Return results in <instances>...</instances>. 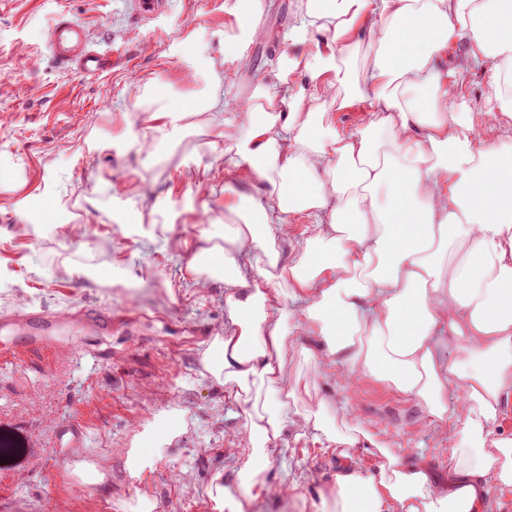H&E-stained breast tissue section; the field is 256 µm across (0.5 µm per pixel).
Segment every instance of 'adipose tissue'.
Masks as SVG:
<instances>
[{"mask_svg":"<svg viewBox=\"0 0 512 512\" xmlns=\"http://www.w3.org/2000/svg\"><path fill=\"white\" fill-rule=\"evenodd\" d=\"M302 54L281 55L274 89L229 112L236 54L196 64L210 92L189 106L162 105L159 140L194 112L219 130L240 123L233 165L254 182L224 242L200 237L189 269L224 285V330L203 354L230 399L288 384L283 301L318 335L317 367L376 376L451 419L445 394L461 380L465 416L452 468L459 480L434 493L428 474L389 459L378 476L337 469L335 512H482L491 488H512V438L491 430L512 397V154L479 147L471 112L442 61L450 47L493 89L487 109L512 120V0H302L288 33ZM372 105L354 132L327 119L349 102ZM309 103L307 114L298 107ZM307 220V236L288 226ZM262 252L266 267L253 261ZM459 340L461 360L445 356ZM294 419L286 402L263 403L243 431L246 490L266 491L269 445ZM182 413L155 416L128 448L131 477L179 436Z\"/></svg>","mask_w":512,"mask_h":512,"instance_id":"1","label":"adipose tissue"}]
</instances>
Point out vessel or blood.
Masks as SVG:
<instances>
[{
	"mask_svg": "<svg viewBox=\"0 0 512 512\" xmlns=\"http://www.w3.org/2000/svg\"><path fill=\"white\" fill-rule=\"evenodd\" d=\"M144 22H152L170 10V0H132ZM46 46L55 64L68 72L94 78L111 69L110 49L93 43L87 27L68 15H58L46 33ZM24 327L21 346L25 349H48L59 346L65 337L82 336L87 332L103 335L112 329V314L99 311L59 321L38 311L22 314Z\"/></svg>",
	"mask_w": 512,
	"mask_h": 512,
	"instance_id": "vessel-or-blood-1",
	"label": "vessel or blood"
}]
</instances>
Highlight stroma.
<instances>
[{
    "instance_id": "35a3bbf8",
    "label": "stroma",
    "mask_w": 512,
    "mask_h": 512,
    "mask_svg": "<svg viewBox=\"0 0 512 512\" xmlns=\"http://www.w3.org/2000/svg\"><path fill=\"white\" fill-rule=\"evenodd\" d=\"M238 0H171V11L143 23L124 0H0V316L31 310L50 315L88 309L124 314L125 325L101 337L93 359L82 336L55 351L31 350L0 362V438L14 454L0 455V512H131L149 498L153 512H214L209 497L223 485L243 512H323L336 489L332 475L347 456L375 475L384 462L378 445L402 466L425 468L435 488L448 491L455 477L451 456L458 436L451 423L431 418L416 400L376 377L346 380L321 374L305 351L307 334L296 308L288 310V405L298 412L324 409L343 430H364L355 444L320 445L303 424L273 441L265 472L274 486L300 482L288 495L247 497L239 470L247 459L239 432L250 404L227 400L205 370L204 351L224 327L220 281L196 286L184 241L222 232L228 209L246 180L223 191L229 140L218 137L206 114L188 117L169 142L156 140L145 111L146 85L168 90L171 105L189 102L205 78H191L189 60H223L238 31ZM299 0H264L256 32L244 42L235 101L270 83L281 53L299 54L286 35ZM82 20L92 39L111 48L119 65L97 80L54 68L45 31L58 13ZM447 65L461 79L479 145L512 148L485 100V77L467 68L464 49ZM38 86L30 95L29 86ZM54 186L55 197L44 196ZM170 224L167 243L116 233L125 209ZM129 264L133 288L89 279L79 270ZM183 412L184 431L162 448L151 468L131 477L126 450L156 415ZM81 426L72 449L73 474L55 476L56 431ZM105 476L89 481L87 467Z\"/></svg>"
}]
</instances>
